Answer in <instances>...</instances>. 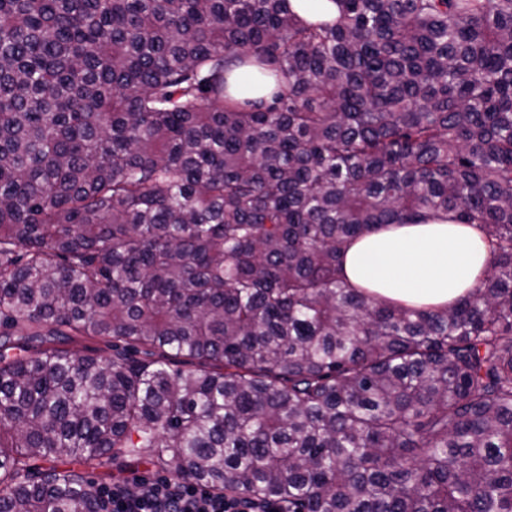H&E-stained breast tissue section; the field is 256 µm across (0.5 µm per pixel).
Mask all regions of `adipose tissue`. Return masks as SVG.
Here are the masks:
<instances>
[{"label": "adipose tissue", "instance_id": "adipose-tissue-1", "mask_svg": "<svg viewBox=\"0 0 512 512\" xmlns=\"http://www.w3.org/2000/svg\"><path fill=\"white\" fill-rule=\"evenodd\" d=\"M489 254L476 228L448 220L392 224L357 238L344 256L348 282L407 306L444 307L470 294Z\"/></svg>", "mask_w": 512, "mask_h": 512}]
</instances>
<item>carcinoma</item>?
<instances>
[{"label":"carcinoma","mask_w":512,"mask_h":512,"mask_svg":"<svg viewBox=\"0 0 512 512\" xmlns=\"http://www.w3.org/2000/svg\"><path fill=\"white\" fill-rule=\"evenodd\" d=\"M335 2L0 0V512H97L120 458L512 512V0ZM443 216L488 246L471 295L347 283L351 240ZM289 3L299 16L309 21L313 20V11H320L328 20L337 14V6L332 0H290Z\"/></svg>","instance_id":"1"}]
</instances>
